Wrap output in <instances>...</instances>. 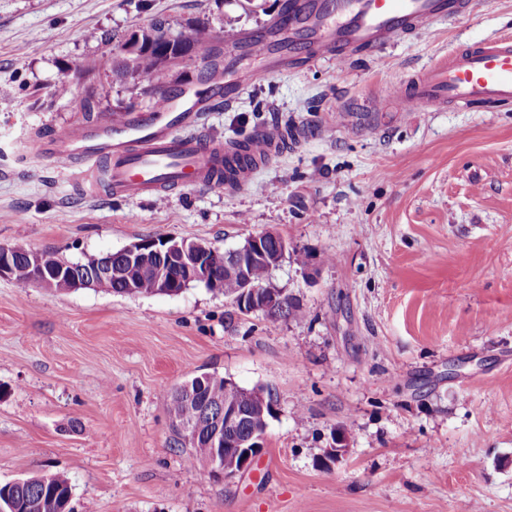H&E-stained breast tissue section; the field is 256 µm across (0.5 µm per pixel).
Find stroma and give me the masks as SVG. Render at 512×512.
I'll list each match as a JSON object with an SVG mask.
<instances>
[{
  "mask_svg": "<svg viewBox=\"0 0 512 512\" xmlns=\"http://www.w3.org/2000/svg\"><path fill=\"white\" fill-rule=\"evenodd\" d=\"M283 2L0 0V246L81 261L142 238L224 250L272 231L290 254L269 282L307 313L243 314L200 284L121 296L0 279V482L64 474L74 512H512V104L384 107L456 48L512 37V0L290 65L211 113L202 131L224 142L316 130L232 192L90 196L31 156L34 137L85 123L86 96L150 110L154 84L109 74L131 31L198 22L234 55ZM63 79L74 96L56 95ZM204 373L274 397L245 474L208 476L172 444L168 396ZM338 429L347 446L327 468Z\"/></svg>",
  "mask_w": 512,
  "mask_h": 512,
  "instance_id": "1",
  "label": "stroma"
}]
</instances>
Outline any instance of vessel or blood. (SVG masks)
<instances>
[{"instance_id":"vessel-or-blood-1","label":"vessel or blood","mask_w":512,"mask_h":512,"mask_svg":"<svg viewBox=\"0 0 512 512\" xmlns=\"http://www.w3.org/2000/svg\"><path fill=\"white\" fill-rule=\"evenodd\" d=\"M465 8L464 0H286L284 20L236 36L244 63L225 61L223 70L211 76L210 87L176 96L163 91L149 112L105 114L63 134L44 136L35 155L59 170L73 171L79 182L102 175L103 189L127 199L162 200L185 188L247 186L256 163L269 159L285 134L302 138L304 128H271L241 148L201 136L205 113L232 103L271 75L289 50L346 61L357 50L377 52L422 22L454 20ZM394 98L401 112L511 102L512 39L461 49L410 77Z\"/></svg>"}]
</instances>
